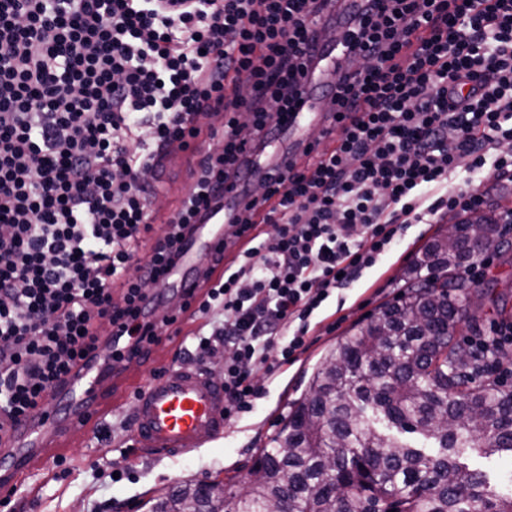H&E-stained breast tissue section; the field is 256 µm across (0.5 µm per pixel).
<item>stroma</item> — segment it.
<instances>
[{
  "instance_id": "obj_1",
  "label": "stroma",
  "mask_w": 512,
  "mask_h": 512,
  "mask_svg": "<svg viewBox=\"0 0 512 512\" xmlns=\"http://www.w3.org/2000/svg\"><path fill=\"white\" fill-rule=\"evenodd\" d=\"M191 185L184 167L167 165L154 203L158 213L154 233L162 232L163 216L180 206ZM454 185L484 195V215L497 218L512 210V183L463 166ZM447 228L444 219L435 224L406 225L396 244L374 267L364 270L357 281L338 290L314 313L305 347L291 362L256 369L253 383L257 396L249 409L226 425L222 437L174 457L148 456L124 428L136 407L134 399H126L104 415L90 436L62 449L64 467L47 459L32 470L18 491L0 489V512H149L157 497L185 483H209L219 495H237L259 449L283 427L290 406L306 394L311 375L326 353L353 326L396 299L408 269L424 247ZM204 325L201 318L185 321L182 334L165 349H150L136 361L135 378L147 382L158 378L165 364H184L189 334ZM116 463L126 474L114 484L108 474Z\"/></svg>"
}]
</instances>
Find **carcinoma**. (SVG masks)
<instances>
[{"instance_id": "obj_1", "label": "carcinoma", "mask_w": 512, "mask_h": 512, "mask_svg": "<svg viewBox=\"0 0 512 512\" xmlns=\"http://www.w3.org/2000/svg\"><path fill=\"white\" fill-rule=\"evenodd\" d=\"M428 244L398 301L341 337L260 450L256 476L226 512H512L487 475L460 462L467 450L512 454V389L491 377L512 352L467 350L460 323L476 332L468 301L478 288L457 276L500 240L492 218L453 224ZM447 287L430 288L434 276ZM212 512L197 484L151 512Z\"/></svg>"}]
</instances>
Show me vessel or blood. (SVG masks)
<instances>
[{"label":"vessel or blood","instance_id":"obj_1","mask_svg":"<svg viewBox=\"0 0 512 512\" xmlns=\"http://www.w3.org/2000/svg\"><path fill=\"white\" fill-rule=\"evenodd\" d=\"M362 5L363 0H343L340 7L343 18L337 21L335 34L326 37V59L316 74L307 76L302 104L284 130V147L288 151L301 150L305 144V127L320 121L319 90L336 80L340 63L352 52L346 38L349 25L345 18L356 14ZM216 243V238L196 233L183 253L179 270L170 278V285L179 289L188 287ZM96 380V375L89 374L62 388L58 400L70 408L72 415L69 434L86 432L82 422L86 404L118 400V393H100ZM137 392L132 430L147 454L169 457L186 453L224 433V391L203 371L173 366L161 377L138 385ZM59 432L51 418L39 419L22 428L13 439L8 459L0 461V484L13 486L22 481L41 448Z\"/></svg>","mask_w":512,"mask_h":512}]
</instances>
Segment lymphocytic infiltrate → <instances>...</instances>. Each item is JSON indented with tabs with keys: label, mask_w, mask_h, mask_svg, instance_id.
Instances as JSON below:
<instances>
[{
	"label": "lymphocytic infiltrate",
	"mask_w": 512,
	"mask_h": 512,
	"mask_svg": "<svg viewBox=\"0 0 512 512\" xmlns=\"http://www.w3.org/2000/svg\"><path fill=\"white\" fill-rule=\"evenodd\" d=\"M331 3L0 0V443L61 380L96 369L101 345L138 355L175 324L145 287L299 108ZM352 27L327 93L332 147L271 168L228 234L271 232L208 257L222 276L183 294L211 327L198 360L226 352L228 421L255 369L291 361L313 312L403 225L482 210L448 186L461 163L512 182V0H370ZM203 135L220 146L152 237L153 179Z\"/></svg>",
	"instance_id": "lymphocytic-infiltrate-1"
}]
</instances>
